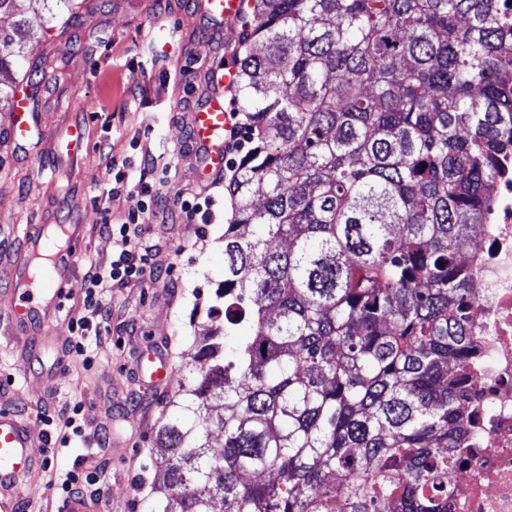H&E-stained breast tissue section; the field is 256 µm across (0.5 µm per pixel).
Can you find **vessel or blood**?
I'll use <instances>...</instances> for the list:
<instances>
[{"label": "vessel or blood", "mask_w": 512, "mask_h": 512, "mask_svg": "<svg viewBox=\"0 0 512 512\" xmlns=\"http://www.w3.org/2000/svg\"><path fill=\"white\" fill-rule=\"evenodd\" d=\"M245 4L246 0H202L201 9L213 22L229 26L240 21ZM238 71V58L226 53L223 64L209 69L206 88L192 114L193 147L208 180L224 171L226 138L239 110ZM33 121L25 91L16 89L9 124L11 139H30ZM23 234L28 261L9 278L7 292L12 304L0 312V318L6 319L13 335L43 349L53 342L51 322L69 296L80 254V234L67 229L65 245L55 247L48 240L46 225H24ZM138 369L160 388L167 387L173 375L169 356L152 348L141 356ZM42 463L30 423L20 420L11 409L0 407V512H17L19 504L39 490Z\"/></svg>", "instance_id": "1"}]
</instances>
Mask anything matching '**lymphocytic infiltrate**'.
<instances>
[{"instance_id": "lymphocytic-infiltrate-1", "label": "lymphocytic infiltrate", "mask_w": 512, "mask_h": 512, "mask_svg": "<svg viewBox=\"0 0 512 512\" xmlns=\"http://www.w3.org/2000/svg\"><path fill=\"white\" fill-rule=\"evenodd\" d=\"M181 153V147L175 146L168 155L147 157L137 164L122 160L112 181L103 188L102 194L108 198L129 189L136 190L143 202L118 224L113 223L110 214H103L99 231L115 240L118 246L109 264L98 263L86 254L80 257L85 268L82 291L85 314L68 322L75 354L88 355L89 337L110 335L113 289L133 282L144 285L160 281L161 275L153 263V246L145 231L163 189L176 182L177 160Z\"/></svg>"}]
</instances>
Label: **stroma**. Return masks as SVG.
I'll list each match as a JSON object with an SVG mask.
<instances>
[{
    "instance_id": "35a3bbf8",
    "label": "stroma",
    "mask_w": 512,
    "mask_h": 512,
    "mask_svg": "<svg viewBox=\"0 0 512 512\" xmlns=\"http://www.w3.org/2000/svg\"><path fill=\"white\" fill-rule=\"evenodd\" d=\"M197 2L83 0L69 18L52 22L47 11L28 14L33 35L13 77L23 79L34 66L41 71L42 81L30 91L38 127L28 143L15 146L9 111L0 108V279L25 256L23 224L81 225L97 259L111 260L115 243L96 230L102 208L118 223L143 201L125 191L107 205L96 203L111 159L137 161L183 141L209 67L223 61L225 42L244 43L250 29L246 21L212 29ZM75 128L83 134L81 150L59 152V141ZM198 164L192 154L180 161L175 186L165 189L162 207L146 228L156 245L155 265L176 266V288L132 283L113 289L112 333L93 346V366L70 351L68 322L83 314V271L74 275L70 297L51 327L53 344L42 355L0 329V380L11 387L0 394V406L34 415L36 442L44 446L51 429L42 415L66 417L74 403H82V434L68 447L53 448L51 466L59 475H100V482L82 491L101 512H143L158 488L155 434L165 419L163 408L178 400L177 385L192 372L224 281V226L232 214L226 188L211 191L209 223L174 217L180 191L203 187ZM163 341L170 342L174 360V385L165 391L136 370L141 354ZM53 363L56 374L44 375V366Z\"/></svg>"
}]
</instances>
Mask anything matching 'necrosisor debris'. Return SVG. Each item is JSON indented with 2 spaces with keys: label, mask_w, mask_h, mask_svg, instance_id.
<instances>
[{
  "label": "necrosis or debris",
  "mask_w": 512,
  "mask_h": 512,
  "mask_svg": "<svg viewBox=\"0 0 512 512\" xmlns=\"http://www.w3.org/2000/svg\"><path fill=\"white\" fill-rule=\"evenodd\" d=\"M480 239L468 254L477 308L470 334L479 345L472 398L473 431L452 478L450 512H512V166L503 165Z\"/></svg>",
  "instance_id": "4bbe7bcc"
}]
</instances>
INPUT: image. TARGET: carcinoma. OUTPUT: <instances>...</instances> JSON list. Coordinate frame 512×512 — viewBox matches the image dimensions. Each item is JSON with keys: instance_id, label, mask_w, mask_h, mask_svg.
<instances>
[{"instance_id": "1", "label": "carcinoma", "mask_w": 512, "mask_h": 512, "mask_svg": "<svg viewBox=\"0 0 512 512\" xmlns=\"http://www.w3.org/2000/svg\"><path fill=\"white\" fill-rule=\"evenodd\" d=\"M30 37L0 28V76ZM250 37L223 306L147 512H450L512 0H254Z\"/></svg>"}]
</instances>
